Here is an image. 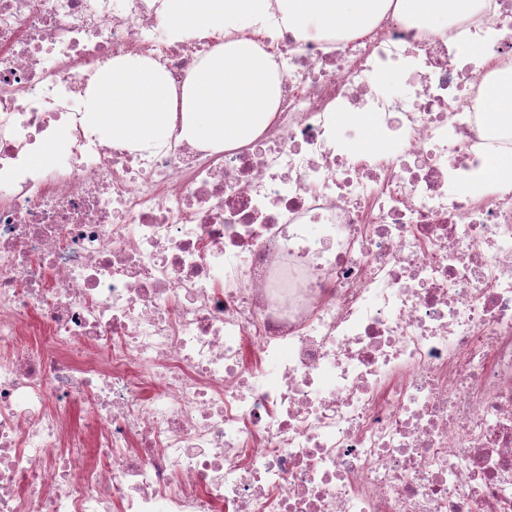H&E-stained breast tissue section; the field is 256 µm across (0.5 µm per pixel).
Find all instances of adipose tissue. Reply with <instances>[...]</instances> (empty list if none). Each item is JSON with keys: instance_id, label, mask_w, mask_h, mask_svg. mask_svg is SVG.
Segmentation results:
<instances>
[{"instance_id": "ef3b65f1", "label": "adipose tissue", "mask_w": 512, "mask_h": 512, "mask_svg": "<svg viewBox=\"0 0 512 512\" xmlns=\"http://www.w3.org/2000/svg\"><path fill=\"white\" fill-rule=\"evenodd\" d=\"M384 5V0H165L175 33L235 32L238 40L204 58L179 91L140 58L113 61L97 77L93 99L100 108L90 118L132 149L163 145L178 109L184 112L181 135L189 141L214 149L250 143L272 122L280 83L273 62L245 33L265 25L276 9L290 26L364 28Z\"/></svg>"}]
</instances>
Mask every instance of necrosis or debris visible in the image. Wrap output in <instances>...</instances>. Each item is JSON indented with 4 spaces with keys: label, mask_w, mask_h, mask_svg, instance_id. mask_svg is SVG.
I'll return each instance as SVG.
<instances>
[{
    "label": "necrosis or debris",
    "mask_w": 512,
    "mask_h": 512,
    "mask_svg": "<svg viewBox=\"0 0 512 512\" xmlns=\"http://www.w3.org/2000/svg\"><path fill=\"white\" fill-rule=\"evenodd\" d=\"M255 41V141L131 149L81 108L98 72L180 89L223 39L0 0V512H512V0ZM348 113L395 151L345 152ZM487 100L486 118L490 124H497L512 116V82H501L489 87ZM486 174L493 181L511 183L512 159L491 156L487 161Z\"/></svg>",
    "instance_id": "necrosis-or-debris-1"
}]
</instances>
